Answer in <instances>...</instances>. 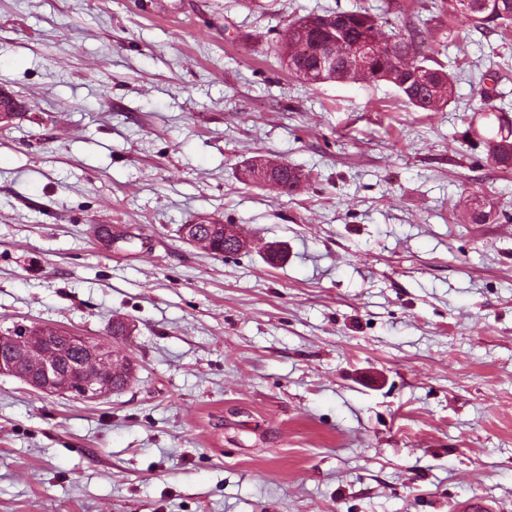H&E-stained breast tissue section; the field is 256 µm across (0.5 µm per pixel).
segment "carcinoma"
Here are the masks:
<instances>
[{"instance_id":"carcinoma-1","label":"carcinoma","mask_w":512,"mask_h":512,"mask_svg":"<svg viewBox=\"0 0 512 512\" xmlns=\"http://www.w3.org/2000/svg\"><path fill=\"white\" fill-rule=\"evenodd\" d=\"M430 7L465 24L470 30L491 33L496 28L503 31L512 28V0H430ZM326 17L330 19L328 24L312 27L307 24L309 17L306 16L288 25L280 38L278 51L282 64L290 73L311 85L316 84L323 44L334 38L337 43L336 76L329 75L326 81L390 83L403 99L420 111H432L454 101L458 73L424 51L427 41L437 40L445 47L455 41L454 28L437 35L428 28L425 20L420 28L388 36L381 31L378 15L369 7L321 15L323 19ZM375 37L383 42V48L376 53L368 72L361 73L354 67L348 43ZM405 59L412 69L424 73V81L415 79L408 84L402 81L396 63ZM475 115L483 121V129L476 128L473 134L486 145L488 160L496 166L512 168V120L506 119L504 109L495 105L488 93L481 98ZM273 171L276 173V190L282 193L293 192L301 182V172L288 163L275 164Z\"/></svg>"}]
</instances>
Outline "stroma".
I'll use <instances>...</instances> for the list:
<instances>
[{
  "mask_svg": "<svg viewBox=\"0 0 512 512\" xmlns=\"http://www.w3.org/2000/svg\"><path fill=\"white\" fill-rule=\"evenodd\" d=\"M382 3L0 0V335L120 319L134 367L97 402L0 374V512H512V169L466 134L484 89L512 112V31L439 52L434 112L279 61ZM255 156L301 184L241 182ZM202 217L247 249L187 244ZM276 188L282 193H292L301 182L302 174L288 163H275Z\"/></svg>",
  "mask_w": 512,
  "mask_h": 512,
  "instance_id": "35a3bbf8",
  "label": "stroma"
}]
</instances>
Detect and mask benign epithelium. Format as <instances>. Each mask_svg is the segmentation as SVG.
<instances>
[{
    "label": "benign epithelium",
    "mask_w": 512,
    "mask_h": 512,
    "mask_svg": "<svg viewBox=\"0 0 512 512\" xmlns=\"http://www.w3.org/2000/svg\"><path fill=\"white\" fill-rule=\"evenodd\" d=\"M375 51L376 46L370 41H360L352 46V54L363 70L368 69V60ZM246 244V238L236 226L224 225V254L229 255ZM68 339L82 350L90 363L98 367L99 374L74 376L63 367L45 329L25 325L16 327L7 336H0V374L16 376L32 389L44 393L73 396L85 401L108 396L101 377L121 368L125 364L123 355L83 336L70 335Z\"/></svg>",
    "instance_id": "1"
}]
</instances>
